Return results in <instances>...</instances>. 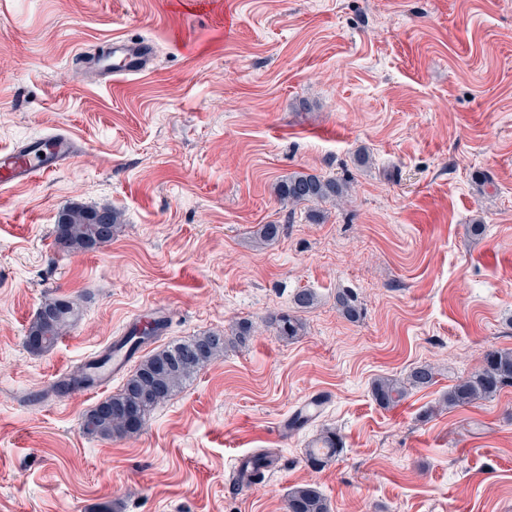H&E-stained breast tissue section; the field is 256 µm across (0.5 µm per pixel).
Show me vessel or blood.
Returning <instances> with one entry per match:
<instances>
[{
  "instance_id": "obj_1",
  "label": "vessel or blood",
  "mask_w": 512,
  "mask_h": 512,
  "mask_svg": "<svg viewBox=\"0 0 512 512\" xmlns=\"http://www.w3.org/2000/svg\"><path fill=\"white\" fill-rule=\"evenodd\" d=\"M120 60L124 72L134 75L146 71L153 62L150 44L143 40L115 42L111 58L100 61L99 70L111 74L113 60ZM77 141L66 132L31 139L21 146L0 152V186H19L56 172L76 155Z\"/></svg>"
}]
</instances>
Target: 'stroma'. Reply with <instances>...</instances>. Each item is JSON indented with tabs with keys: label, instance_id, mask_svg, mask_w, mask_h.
<instances>
[{
	"label": "stroma",
	"instance_id": "35a3bbf8",
	"mask_svg": "<svg viewBox=\"0 0 512 512\" xmlns=\"http://www.w3.org/2000/svg\"><path fill=\"white\" fill-rule=\"evenodd\" d=\"M150 71L96 75L113 41ZM65 131L75 158L0 187V512H284L312 483L331 512H512V387L440 401L486 351L512 349V0H0V150ZM347 197L278 202L294 171ZM73 203L119 210L107 245L54 240ZM281 224L278 240L252 233ZM311 289L303 336L271 315ZM361 301L357 321L339 291ZM79 321L24 346L42 302ZM157 348L246 319L258 329L134 436L83 433L118 392L61 386L151 309ZM420 364L434 385L380 406L372 383ZM323 397L307 425L280 434ZM325 428L342 451L315 471ZM275 461L235 488L240 462ZM112 56L120 59L125 67L113 71V75H134L145 72L153 62L152 47L145 40L116 41L112 46Z\"/></svg>",
	"mask_w": 512,
	"mask_h": 512
}]
</instances>
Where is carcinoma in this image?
I'll use <instances>...</instances> for the list:
<instances>
[{"mask_svg":"<svg viewBox=\"0 0 512 512\" xmlns=\"http://www.w3.org/2000/svg\"><path fill=\"white\" fill-rule=\"evenodd\" d=\"M274 191L281 203L294 207L304 203H336L346 197L348 188L336 178L295 171L279 180ZM121 218L122 213L112 207L73 204L61 211L55 226V240L68 251H94L112 241ZM283 229L281 224H263L257 229L255 240L261 245L268 244L277 240ZM316 301L313 291H299L294 297L295 312L270 319L276 335L285 340L302 335L305 324L298 313L313 307ZM336 305L345 318L355 321L360 317L356 293L350 290L339 293ZM79 319L80 311L73 301L64 297L45 300L27 329V348L33 353L50 351ZM253 336L252 323L240 320L228 332L207 331L155 351L140 361L117 393L82 416L83 432L102 440L139 433L155 407L168 401L227 349L245 347ZM436 375L433 366L419 365L411 369L404 381L388 377L375 380L372 395L377 403L390 407L402 401L409 390L434 384ZM505 386H512V351L491 350L484 354L478 370L449 387L444 403L449 407H465L495 396ZM341 445L336 431L322 430L315 443L306 449V463L315 470L324 469L339 455ZM273 461L269 452L254 455L242 463L239 476L247 477L250 484L255 483ZM284 508L285 512H330L327 498L313 484L289 489Z\"/></svg>","mask_w":512,"mask_h":512,"instance_id":"1","label":"carcinoma"}]
</instances>
